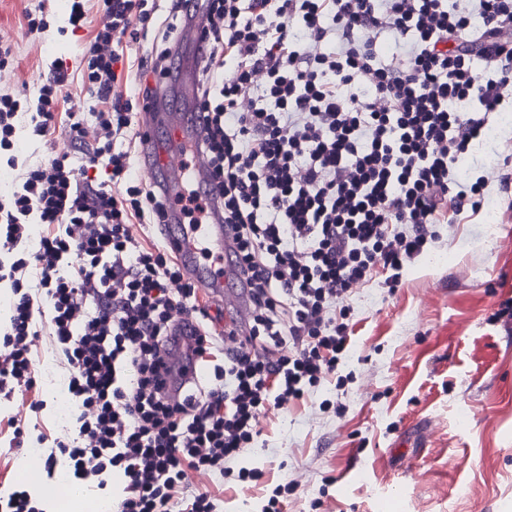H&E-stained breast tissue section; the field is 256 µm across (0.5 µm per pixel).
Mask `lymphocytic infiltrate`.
I'll use <instances>...</instances> for the list:
<instances>
[{"instance_id": "f902f5d3", "label": "lymphocytic infiltrate", "mask_w": 512, "mask_h": 512, "mask_svg": "<svg viewBox=\"0 0 512 512\" xmlns=\"http://www.w3.org/2000/svg\"><path fill=\"white\" fill-rule=\"evenodd\" d=\"M193 0H72L68 23L91 36L76 71L53 60L35 100L0 91V161L18 166L20 118L47 139L65 126L99 134L87 166L50 151L21 168L0 200V283L13 296L0 322V395L35 388L33 346L49 333L74 406L64 460L75 479L127 478L119 512H218L191 474L242 487L238 461L261 418L325 381L344 388L355 289L375 268L386 288L490 187L512 188V158L463 183L456 165L512 105V0H202L195 109L208 190L185 179L177 198L131 174L138 112L172 74ZM102 13L94 23L93 13ZM150 40L145 54L130 44ZM397 52L384 58L379 48ZM484 71H477V63ZM80 81L96 112L59 109ZM19 167V166H18ZM205 224L219 205L229 266L246 276V320L200 299L165 240L170 203ZM42 225L38 246L29 228ZM46 305L47 322L35 308ZM200 331V383L170 396L165 361L178 321Z\"/></svg>"}]
</instances>
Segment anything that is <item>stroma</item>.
Returning a JSON list of instances; mask_svg holds the SVG:
<instances>
[{
    "label": "stroma",
    "mask_w": 512,
    "mask_h": 512,
    "mask_svg": "<svg viewBox=\"0 0 512 512\" xmlns=\"http://www.w3.org/2000/svg\"><path fill=\"white\" fill-rule=\"evenodd\" d=\"M31 0H0V42L13 64L0 67V90L34 93L48 62L75 65L86 31L68 29L67 0H51L50 26L27 33ZM512 147V110L497 118L495 140L476 146L457 166L473 174ZM512 197L491 191L483 207L464 211L443 240L411 263L388 292L378 273L351 300L353 326L343 389L325 383L285 410L271 411L241 465L267 483L296 480L282 512H512V335L492 322L512 298ZM36 389L0 400V412L26 429L63 438L50 381L65 371L49 336L34 347ZM341 404L321 411L324 399ZM43 401L40 412L31 405Z\"/></svg>",
    "instance_id": "1"
}]
</instances>
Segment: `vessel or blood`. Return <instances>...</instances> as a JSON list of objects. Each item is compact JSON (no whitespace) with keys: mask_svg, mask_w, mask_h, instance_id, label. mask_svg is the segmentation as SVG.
I'll return each mask as SVG.
<instances>
[{"mask_svg":"<svg viewBox=\"0 0 512 512\" xmlns=\"http://www.w3.org/2000/svg\"><path fill=\"white\" fill-rule=\"evenodd\" d=\"M169 93L166 81H159L156 95L143 115L139 127L141 139L140 171L158 176L160 183L177 192L185 175H193L198 183L208 178L204 156L194 149L204 135L203 121H189L186 113L167 109ZM163 230L168 245L181 257L188 275L205 289L222 290L230 298L224 309L225 322L240 319L243 299L235 286L236 274L224 264V226L221 221L195 226L183 223L179 207L168 209ZM192 337L182 336L178 350L169 352L172 369L170 391H177L183 380L181 369L185 357L194 347Z\"/></svg>","mask_w":512,"mask_h":512,"instance_id":"obj_1","label":"vessel or blood"}]
</instances>
